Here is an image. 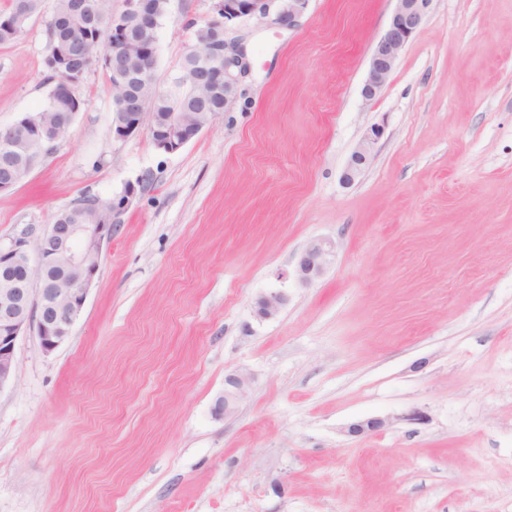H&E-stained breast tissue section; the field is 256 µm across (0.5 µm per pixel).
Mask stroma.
I'll list each match as a JSON object with an SVG mask.
<instances>
[{"mask_svg":"<svg viewBox=\"0 0 512 512\" xmlns=\"http://www.w3.org/2000/svg\"><path fill=\"white\" fill-rule=\"evenodd\" d=\"M52 5L0 45L2 126L46 99ZM394 7L310 0L295 29L237 26L238 101L173 153L113 137L88 70L66 138L0 192V244L85 196L129 203L69 339L17 341L0 512H512V0H430L367 100ZM212 18L170 0L159 85ZM316 238L336 257L305 285ZM274 291L287 304L257 319ZM233 371L251 386L215 417ZM383 134V128L380 125L373 126L355 151L352 153L350 160L343 172V181L351 184L357 179L367 166L374 144ZM335 253V244L330 240L315 239L301 252L295 266V276L303 284L321 277ZM287 301V296L282 292H271L262 296L257 302L256 317L260 320L276 317Z\"/></svg>","mask_w":512,"mask_h":512,"instance_id":"obj_1","label":"stroma"}]
</instances>
